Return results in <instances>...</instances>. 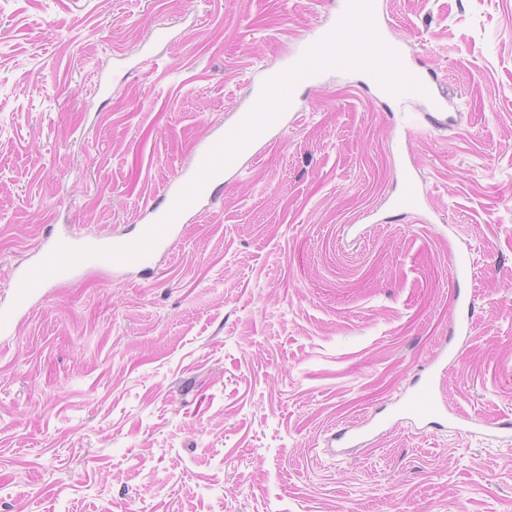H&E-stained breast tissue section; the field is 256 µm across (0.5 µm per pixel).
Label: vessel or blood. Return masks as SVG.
Listing matches in <instances>:
<instances>
[{
	"label": "vessel or blood",
	"instance_id": "b4317fda",
	"mask_svg": "<svg viewBox=\"0 0 512 512\" xmlns=\"http://www.w3.org/2000/svg\"><path fill=\"white\" fill-rule=\"evenodd\" d=\"M310 42H302L295 46L289 53L285 65L267 67L261 83L252 85L250 97L252 101H259L265 81L276 78L284 73L286 68L297 65L306 52L310 49ZM414 77L423 87L425 100L431 102L434 113L444 112L446 104L436 93L437 81L431 74L412 70ZM297 109L296 101H289L286 111L280 114L269 126L254 137L235 158L225 166L223 171L212 175L202 186L198 196L182 210H175L174 205L180 193L195 179L201 170L203 163L210 151L220 143V136H212L201 140L191 157L190 163L173 176L167 183L162 194L160 203L144 205L134 226L135 232L131 235H116L109 239H87L69 230L49 232L44 243L37 249L34 263L26 264L25 267L11 270L9 273L10 288L12 296L7 305L0 307V334L12 335L15 331L17 320L21 314L26 313L32 302L47 293L58 282L66 280L80 273L84 267L96 266L109 269L115 273H121L132 269H150L157 254L167 250L175 238L180 236L184 223L189 218L203 209L206 203L214 199L215 189L222 185L226 174L240 171L245 162L252 159L260 144L270 142L275 132L284 130L288 126L289 113ZM393 208L408 212L420 211L423 205V189L421 181L413 167L403 166L401 173V187L398 194L393 198ZM170 218L171 223L162 236L158 239L146 255L132 261H113L101 257L100 252L106 248L122 247L138 241L148 230L160 222L163 218ZM66 246L72 249L91 248L94 249V256L83 259L71 267L56 271L38 282L29 292H22V284L33 271L35 264L44 263L58 246ZM400 415L405 416L413 422H431L442 418L446 407L441 401L434 379L415 382L410 391L406 393L398 406Z\"/></svg>",
	"mask_w": 512,
	"mask_h": 512
}]
</instances>
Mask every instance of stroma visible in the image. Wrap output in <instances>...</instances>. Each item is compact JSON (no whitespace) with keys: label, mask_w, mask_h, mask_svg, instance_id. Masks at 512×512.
<instances>
[{"label":"stroma","mask_w":512,"mask_h":512,"mask_svg":"<svg viewBox=\"0 0 512 512\" xmlns=\"http://www.w3.org/2000/svg\"><path fill=\"white\" fill-rule=\"evenodd\" d=\"M378 4L447 126L332 73L153 273L36 300L0 335V512H512V0ZM335 22L336 0H0V305L49 227L131 231ZM406 161L417 214L389 205ZM430 373L447 423L392 418ZM343 429L369 446L331 455Z\"/></svg>","instance_id":"35a3bbf8"}]
</instances>
